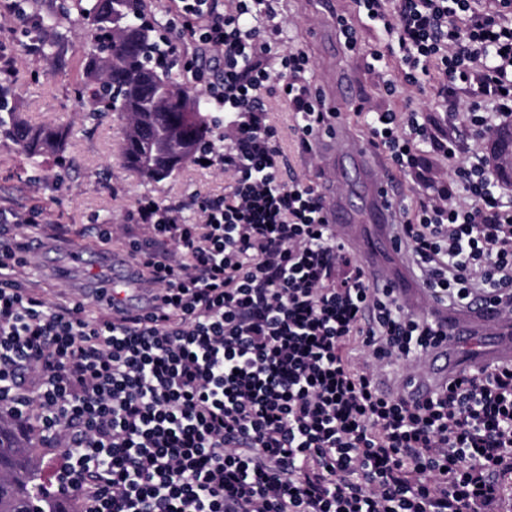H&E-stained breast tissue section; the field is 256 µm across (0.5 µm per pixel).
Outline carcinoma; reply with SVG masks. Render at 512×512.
Here are the masks:
<instances>
[{"instance_id":"cac0c4a2","label":"carcinoma","mask_w":512,"mask_h":512,"mask_svg":"<svg viewBox=\"0 0 512 512\" xmlns=\"http://www.w3.org/2000/svg\"><path fill=\"white\" fill-rule=\"evenodd\" d=\"M83 15V92L91 108L83 120L117 114L128 120L120 152L126 168L148 181L170 177L193 158L203 140L201 100L172 69L156 61L159 43L144 17L143 0H71ZM0 129L34 160L59 153L70 134L63 124H30L0 96ZM62 500L44 477L33 439L0 420V512H47Z\"/></svg>"}]
</instances>
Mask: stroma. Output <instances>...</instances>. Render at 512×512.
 <instances>
[{
    "label": "stroma",
    "mask_w": 512,
    "mask_h": 512,
    "mask_svg": "<svg viewBox=\"0 0 512 512\" xmlns=\"http://www.w3.org/2000/svg\"><path fill=\"white\" fill-rule=\"evenodd\" d=\"M281 13L292 37L291 45L307 54L311 68L307 78L326 97L338 96L343 86H351L356 99H370L404 113L417 110L430 120L436 137H454L463 141L464 159L485 155L487 141L471 136L464 121L448 123L436 110L432 90L408 93L403 81V66L398 59L386 61V69L396 85L393 94H385L368 73L366 63L380 49L384 34L371 22L361 0H282ZM344 16L359 32L357 53L347 52L339 41L333 16ZM61 29L68 35L57 62L42 53L30 52L33 25H20L10 17H0V46L13 59L14 74L7 84L9 96L19 112L34 124L69 123L73 133L62 156L46 155L39 162L19 156L12 139L0 130V209L35 212L38 223L47 227L41 235L56 251L81 246L126 256L123 239L101 243L94 231L98 224H122L137 199L149 197L163 206L190 207L194 195L220 196L230 179L223 168L203 169L187 163L169 178L149 182L128 170L120 157L125 121L120 117L99 127L82 121L88 102L76 92L83 55V26L78 15L62 18ZM268 104L279 128L285 164L284 180L323 184L356 211H364L368 188L354 174H340L335 163L321 150L307 154L299 150L292 130L294 120L287 104L271 96ZM374 177L394 176L400 198L409 210H416L433 188L421 183L414 173L395 169L389 153H382ZM47 258H31L23 271L28 286L39 289L51 305L70 302L74 293L68 280L51 274Z\"/></svg>",
    "instance_id": "1"
}]
</instances>
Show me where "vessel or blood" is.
Wrapping results in <instances>:
<instances>
[{
  "label": "vessel or blood",
  "instance_id": "obj_1",
  "mask_svg": "<svg viewBox=\"0 0 512 512\" xmlns=\"http://www.w3.org/2000/svg\"><path fill=\"white\" fill-rule=\"evenodd\" d=\"M397 203V186L384 178L371 186L370 209L366 222H359L337 199L325 200L330 223L351 244L360 247L367 258L371 284L391 289L405 306H413L428 292L420 281L403 269L394 243L392 208ZM136 265L113 270L95 295L96 302L111 298L115 285L131 286ZM431 314L448 328L447 339L432 351L426 374L408 375L404 392L425 397L448 380L482 369L512 364V314L500 313L484 303L442 305L431 302Z\"/></svg>",
  "mask_w": 512,
  "mask_h": 512
}]
</instances>
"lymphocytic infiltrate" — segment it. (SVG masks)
I'll return each instance as SVG.
<instances>
[{"mask_svg":"<svg viewBox=\"0 0 512 512\" xmlns=\"http://www.w3.org/2000/svg\"><path fill=\"white\" fill-rule=\"evenodd\" d=\"M160 40L224 117L199 158L232 174L199 222L136 201L127 235L159 300L93 316L49 306L18 273L0 212V406L62 449L54 479L83 512H493L512 478V366L460 377L420 401L388 396L392 367L421 369L446 338L431 318L371 287L325 217L316 186L282 178L265 92L280 77L299 147L332 114L289 48L277 0H175ZM412 88L435 82L445 112L485 136L512 116V0H364ZM401 170L428 147L454 160L436 196L398 224L413 271L446 304L482 297L512 312V206L482 162L436 138L418 111L360 103ZM470 206L457 204L458 196Z\"/></svg>","mask_w":512,"mask_h":512,"instance_id":"lymphocytic-infiltrate-1","label":"lymphocytic infiltrate"}]
</instances>
